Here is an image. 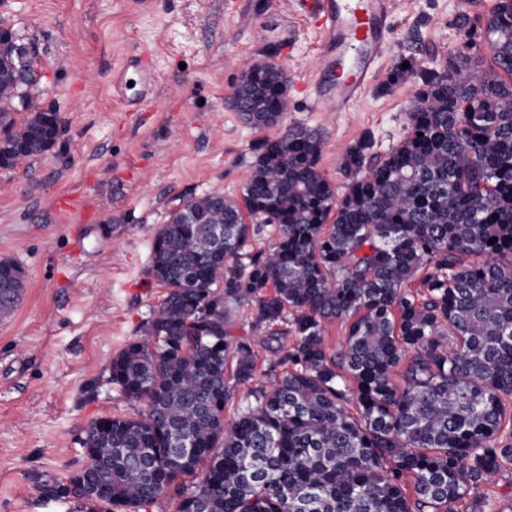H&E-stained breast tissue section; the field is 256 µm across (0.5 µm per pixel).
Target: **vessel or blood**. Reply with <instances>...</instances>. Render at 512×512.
Returning <instances> with one entry per match:
<instances>
[{
	"mask_svg": "<svg viewBox=\"0 0 512 512\" xmlns=\"http://www.w3.org/2000/svg\"><path fill=\"white\" fill-rule=\"evenodd\" d=\"M395 0H301L299 15L313 21L316 66L302 73L313 103L325 112H348L367 95L387 59ZM135 82L118 70L112 89L124 107L137 110L157 90L153 64L135 59Z\"/></svg>",
	"mask_w": 512,
	"mask_h": 512,
	"instance_id": "1",
	"label": "vessel or blood"
}]
</instances>
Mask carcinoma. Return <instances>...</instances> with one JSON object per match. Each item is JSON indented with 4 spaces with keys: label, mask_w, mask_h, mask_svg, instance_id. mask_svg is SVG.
Here are the masks:
<instances>
[{
    "label": "carcinoma",
    "mask_w": 512,
    "mask_h": 512,
    "mask_svg": "<svg viewBox=\"0 0 512 512\" xmlns=\"http://www.w3.org/2000/svg\"><path fill=\"white\" fill-rule=\"evenodd\" d=\"M455 27L445 64L418 63L431 52L415 42L389 71L383 92L415 86L406 135L383 159L369 134L349 147L342 196L320 170L322 132L292 123L251 143L241 198L192 195L169 214L150 265L166 295L110 364L146 411L94 420L88 464L41 482L43 496L82 512H140L173 491L176 512H491L478 488L512 464V0ZM0 31V168L12 169L49 152L62 119L36 104L37 46ZM481 43L487 70L470 68ZM231 102L257 132L281 124L286 72L248 67ZM246 214L277 236L244 265ZM21 271L0 258L1 313ZM243 304L269 329L292 313L288 371L227 422L261 340L228 331ZM336 321L337 349L324 336Z\"/></svg>",
    "instance_id": "1"
}]
</instances>
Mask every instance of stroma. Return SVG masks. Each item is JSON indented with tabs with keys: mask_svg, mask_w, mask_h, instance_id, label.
I'll list each match as a JSON object with an SVG mask.
<instances>
[{
	"mask_svg": "<svg viewBox=\"0 0 512 512\" xmlns=\"http://www.w3.org/2000/svg\"><path fill=\"white\" fill-rule=\"evenodd\" d=\"M492 0H398L390 59L412 36L441 65L460 44L456 15ZM290 0H0V19L41 56L38 102L60 112L50 152L0 169V258L25 271L12 321L0 323V512H73L43 497L87 457L85 430L102 416L134 417L110 362L150 324L166 290L148 274L152 241L185 197H240L255 131L229 104L245 65L271 60L291 79L286 123L321 129L320 167L344 193L340 156L364 133L383 156L404 137L407 83L371 87L350 112H323L296 83L312 69ZM153 57L160 82L141 111L113 98L112 71ZM71 196L56 212L53 199Z\"/></svg>",
	"mask_w": 512,
	"mask_h": 512,
	"instance_id": "35a3bbf8",
	"label": "stroma"
}]
</instances>
